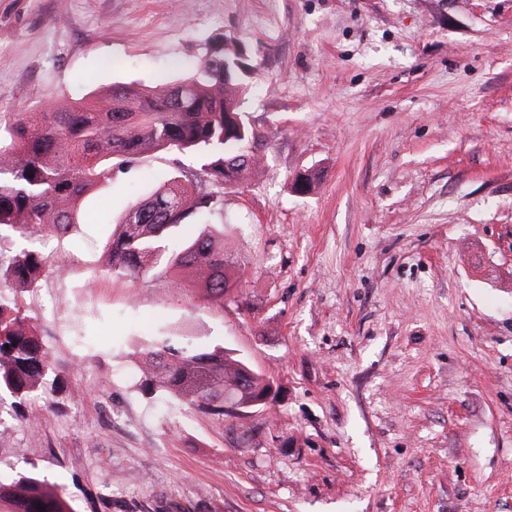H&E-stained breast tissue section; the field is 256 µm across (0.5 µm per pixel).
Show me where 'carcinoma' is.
<instances>
[{
  "instance_id": "carcinoma-1",
  "label": "carcinoma",
  "mask_w": 512,
  "mask_h": 512,
  "mask_svg": "<svg viewBox=\"0 0 512 512\" xmlns=\"http://www.w3.org/2000/svg\"><path fill=\"white\" fill-rule=\"evenodd\" d=\"M248 64L233 42L215 45L182 79L145 88L118 85L63 108L15 112L0 126V229L23 238L45 230L69 232L78 223L84 195L112 182L153 151L176 149L195 156L210 178L203 189L175 171L149 199L131 205L135 219L119 224L99 273L146 281L187 271L208 302H224L235 283L226 274L224 225L203 220L224 208V190L261 173L258 135L245 119ZM59 272L36 249L23 248L0 265V295L36 288ZM139 386L208 417L242 420L244 404L266 389L253 371L221 344L180 346L172 336L141 345ZM54 362L21 307L0 298V390L19 401L37 390H55ZM7 512H71L41 480L21 475L0 484Z\"/></svg>"
}]
</instances>
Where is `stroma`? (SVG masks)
Returning a JSON list of instances; mask_svg holds the SVG:
<instances>
[{
	"mask_svg": "<svg viewBox=\"0 0 512 512\" xmlns=\"http://www.w3.org/2000/svg\"><path fill=\"white\" fill-rule=\"evenodd\" d=\"M231 37L266 157L209 221L239 281L98 275L127 209L192 155H145L12 297L59 390L0 391V483L73 512H512V0H0V117L156 86ZM314 172L309 193L292 189ZM167 331L224 344L276 396L217 421L139 388Z\"/></svg>",
	"mask_w": 512,
	"mask_h": 512,
	"instance_id": "stroma-1",
	"label": "stroma"
}]
</instances>
